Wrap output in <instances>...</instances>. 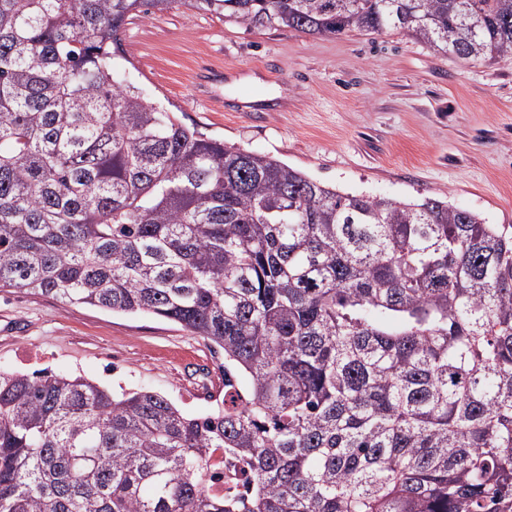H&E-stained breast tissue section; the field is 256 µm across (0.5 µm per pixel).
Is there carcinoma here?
Segmentation results:
<instances>
[{
  "label": "carcinoma",
  "instance_id": "cac0c4a2",
  "mask_svg": "<svg viewBox=\"0 0 512 512\" xmlns=\"http://www.w3.org/2000/svg\"><path fill=\"white\" fill-rule=\"evenodd\" d=\"M176 2L0 0V289L180 325L224 407L0 372V512H505L512 226L342 193L114 81L127 22ZM184 2L512 59V0Z\"/></svg>",
  "mask_w": 512,
  "mask_h": 512
}]
</instances>
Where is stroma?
Here are the masks:
<instances>
[{"mask_svg":"<svg viewBox=\"0 0 512 512\" xmlns=\"http://www.w3.org/2000/svg\"><path fill=\"white\" fill-rule=\"evenodd\" d=\"M118 81L228 144L344 192L448 201L512 225V60L466 62L399 30L249 29L176 4L133 18ZM277 89V107L246 98ZM224 354L173 322L0 291V370L219 399Z\"/></svg>","mask_w":512,"mask_h":512,"instance_id":"stroma-1","label":"stroma"}]
</instances>
